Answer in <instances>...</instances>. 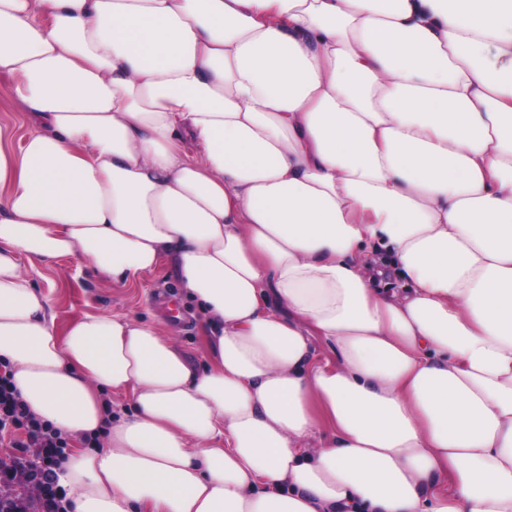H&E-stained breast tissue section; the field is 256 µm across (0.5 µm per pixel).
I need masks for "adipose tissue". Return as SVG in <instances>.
<instances>
[{
	"instance_id": "obj_1",
	"label": "adipose tissue",
	"mask_w": 512,
	"mask_h": 512,
	"mask_svg": "<svg viewBox=\"0 0 512 512\" xmlns=\"http://www.w3.org/2000/svg\"><path fill=\"white\" fill-rule=\"evenodd\" d=\"M1 75L0 366L68 512H512V0H0ZM74 255L176 257L210 364L58 328ZM0 124L12 125L24 133L29 128V119L25 112H20L14 100L6 93L0 92Z\"/></svg>"
}]
</instances>
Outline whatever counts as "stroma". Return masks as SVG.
Here are the masks:
<instances>
[{
    "mask_svg": "<svg viewBox=\"0 0 512 512\" xmlns=\"http://www.w3.org/2000/svg\"><path fill=\"white\" fill-rule=\"evenodd\" d=\"M35 282L50 293L57 322L62 327L86 312L157 321L161 315L154 296L160 291L168 293L191 319L190 328L177 329L172 335V343L196 364L206 365L211 361L212 352L203 338V314L197 301L188 298L180 288L172 263H163L143 274L135 285L123 286L82 268L79 257L72 256L42 269Z\"/></svg>",
    "mask_w": 512,
    "mask_h": 512,
    "instance_id": "stroma-1",
    "label": "stroma"
}]
</instances>
